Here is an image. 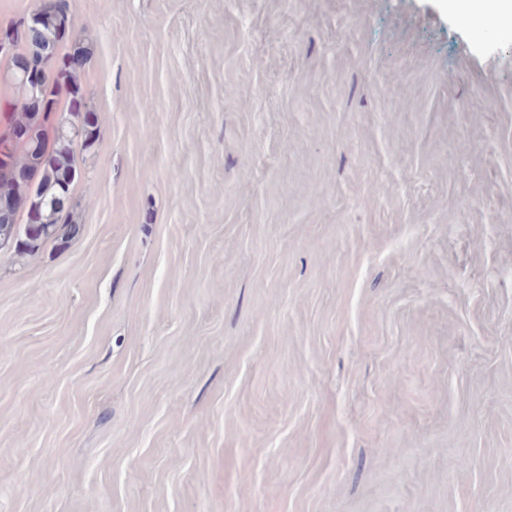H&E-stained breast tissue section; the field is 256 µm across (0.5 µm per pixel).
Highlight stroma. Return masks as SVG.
<instances>
[{
  "label": "stroma",
  "mask_w": 512,
  "mask_h": 512,
  "mask_svg": "<svg viewBox=\"0 0 512 512\" xmlns=\"http://www.w3.org/2000/svg\"><path fill=\"white\" fill-rule=\"evenodd\" d=\"M80 231L0 250V512H512V21L70 0Z\"/></svg>",
  "instance_id": "1"
}]
</instances>
